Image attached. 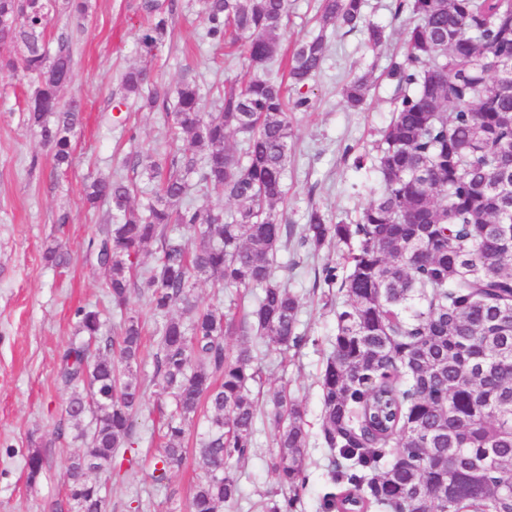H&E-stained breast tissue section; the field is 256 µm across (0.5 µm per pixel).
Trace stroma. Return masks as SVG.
Segmentation results:
<instances>
[{
	"label": "stroma",
	"instance_id": "obj_1",
	"mask_svg": "<svg viewBox=\"0 0 512 512\" xmlns=\"http://www.w3.org/2000/svg\"><path fill=\"white\" fill-rule=\"evenodd\" d=\"M140 0H89L87 16L55 11L46 32L49 43L69 41L73 77L60 92L62 104L80 106L73 135L70 167L56 168L49 149L27 123L33 79L0 75V512H70L66 498L68 459L82 450L65 412L68 392L59 378L60 359L75 334L74 313L80 307L105 308L109 299L100 283L102 271L86 252L110 211L109 203L87 208L83 184L91 176H133L141 148L165 142L170 120L166 112L129 108L114 111L123 72L150 66L154 78L174 87L185 68L200 84L206 112L219 111L225 81L247 68L242 57L227 58L205 37V24L190 0H179L169 23V37L156 59L145 61L137 49ZM367 22L382 26L387 42L374 49L363 30L328 32L324 68L310 84L313 106L292 120V152L288 195L279 212L289 224H305L311 208L334 220L351 222L370 199L373 174L352 166L351 153L372 150L389 120L395 84L389 64L403 50L410 15L393 18L390 0H366ZM315 0H289L288 32L279 54L287 56L296 40L317 34ZM367 75L369 96L362 108L350 107L343 89L353 77ZM136 140H129L128 130ZM56 247L69 258L57 268L44 259ZM278 277L300 299V330L310 343L279 353L260 344L262 379L252 393L259 404L252 456L236 475L242 497L224 512H256L262 495L276 485L266 460L273 451L269 398L288 388L306 409L309 428L308 486L301 512H321L328 483V451L320 440L318 375L336 329L334 307L326 305L314 285L322 263H341L339 248L323 249L318 259L301 258L295 249L280 251ZM160 402L147 394L136 418L133 449L125 453L120 473L99 475L106 486V512H133L131 503L145 501L143 512H190L192 487L203 470L194 451L165 486L144 480L153 448L151 422ZM40 451L46 459L42 475L28 482L26 458Z\"/></svg>",
	"mask_w": 512,
	"mask_h": 512
}]
</instances>
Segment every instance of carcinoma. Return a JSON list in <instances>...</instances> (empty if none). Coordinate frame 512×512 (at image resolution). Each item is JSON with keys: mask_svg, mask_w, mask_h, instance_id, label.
<instances>
[{"mask_svg": "<svg viewBox=\"0 0 512 512\" xmlns=\"http://www.w3.org/2000/svg\"><path fill=\"white\" fill-rule=\"evenodd\" d=\"M364 4L320 0V33L296 43L288 61L292 99L283 82L254 77L225 84L220 111L206 113L195 78L168 91L144 69L126 72L118 105L131 98L167 112L171 140L196 152L147 149L139 164L156 186L140 207L130 205L121 175L85 186L90 204H112V223L87 245L104 271L102 288L119 308L136 288L162 318L149 385L169 399V411L158 427L153 483L181 467L189 427L206 421L195 442L205 476L193 487L192 512H222L240 497L234 466L253 451L257 415L253 340L281 350L309 341L299 332L300 299L276 275L277 254L294 238L312 256L332 242L347 248L343 267L325 263L315 272V286L343 297L318 380L321 441L331 482L341 487L324 493L323 512H512V0H393V15L408 12L413 22L389 67L391 118L375 152L353 161L374 174V198L349 223L313 208L297 233L276 210L287 196L293 113L312 107L305 88L323 69L327 30L364 24L372 48L385 42L382 27L365 23ZM199 5L206 38L225 55L262 69L274 60L288 0ZM176 9V0H141L142 56L166 44ZM49 23L45 0H0V42L20 48L0 60V72L37 78L33 96L44 108L28 110V122L61 167L71 160L79 109L60 103L72 53L66 40L48 47ZM369 90L366 77H355L344 96L360 108ZM232 134L242 135L238 149L228 145ZM192 178L233 209L188 204ZM174 224L193 230L195 248L173 234ZM152 243L156 264L135 281ZM205 275L236 300L198 305L194 280ZM179 305L187 318L171 315ZM76 318L86 342L69 348L60 368L72 387L66 414L83 445L68 465V500L75 512H105L89 474L135 444L149 386L132 370L143 327L123 316L114 335L91 308ZM234 334L243 341L231 350L226 337ZM270 403L276 451L267 466L279 490L265 512H298L308 480L305 410L284 388ZM43 469V455L31 452L28 481Z\"/></svg>", "mask_w": 512, "mask_h": 512, "instance_id": "cac0c4a2", "label": "carcinoma"}]
</instances>
